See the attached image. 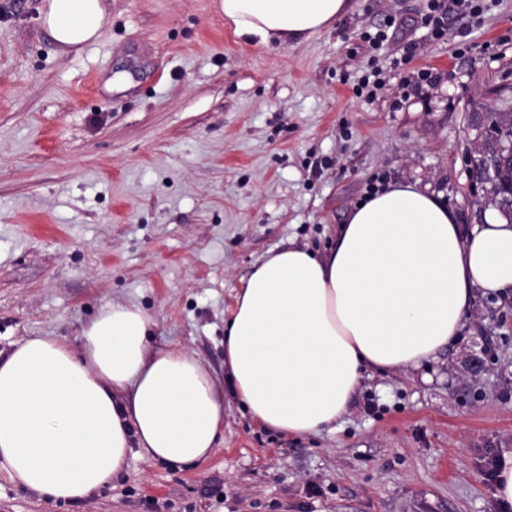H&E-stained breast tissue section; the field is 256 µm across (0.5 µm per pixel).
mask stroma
Wrapping results in <instances>:
<instances>
[{
  "mask_svg": "<svg viewBox=\"0 0 512 512\" xmlns=\"http://www.w3.org/2000/svg\"><path fill=\"white\" fill-rule=\"evenodd\" d=\"M103 3L102 36L75 52L42 27L45 0H0L1 354L77 343L100 307L133 303L151 348L192 351L220 379L224 323L269 251H325L400 180L478 223L470 115L512 86V0L449 15L438 39L427 0H352L278 48L236 39L212 0ZM391 16L402 33L372 49ZM511 454L512 300L479 295L450 348L367 370L319 433L284 437L228 393L224 438L197 466L134 455L66 504L0 469V512H512L488 476Z\"/></svg>",
  "mask_w": 512,
  "mask_h": 512,
  "instance_id": "obj_1",
  "label": "stroma"
}]
</instances>
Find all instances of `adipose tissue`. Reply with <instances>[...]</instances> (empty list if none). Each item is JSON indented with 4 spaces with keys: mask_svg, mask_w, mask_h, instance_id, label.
<instances>
[{
    "mask_svg": "<svg viewBox=\"0 0 512 512\" xmlns=\"http://www.w3.org/2000/svg\"><path fill=\"white\" fill-rule=\"evenodd\" d=\"M351 0H217L225 26L257 46L329 29ZM102 0H46L42 25L83 50ZM512 296V221L489 209L465 227L434 194L389 183L356 204L325 254L269 252L236 296L224 366L243 407L294 437L346 412L365 368L417 367L464 329L476 292ZM152 317L108 303L78 344L31 336L0 358V468L56 503L91 497L131 454L179 467L209 458L224 392L194 353L148 346Z\"/></svg>",
    "mask_w": 512,
    "mask_h": 512,
    "instance_id": "obj_1",
    "label": "adipose tissue"
}]
</instances>
